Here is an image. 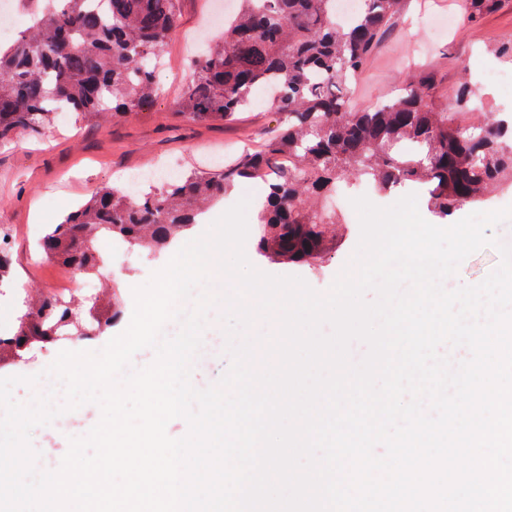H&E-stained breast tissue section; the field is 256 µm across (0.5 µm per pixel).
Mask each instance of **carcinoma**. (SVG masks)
<instances>
[{"mask_svg": "<svg viewBox=\"0 0 512 512\" xmlns=\"http://www.w3.org/2000/svg\"><path fill=\"white\" fill-rule=\"evenodd\" d=\"M21 2L32 23L0 47V143L44 135L62 112L86 123L137 115L161 94L155 72L179 0ZM405 7L362 0L342 24L336 0H241L224 36L193 62L180 109L196 122H228L267 88L277 127L215 170L192 168L137 194L97 188L44 235L45 256L89 274L104 264L97 242L106 237L161 253L224 193L262 173L258 254L316 268L336 249L329 225L339 216L326 201L342 184L365 182L380 194L420 187L442 220L512 187V120L480 111V94L467 83L439 103L433 82L412 75L403 96L351 107L349 83ZM122 317L116 300L73 311L40 293L16 332L0 336V363L20 359L35 341L98 336Z\"/></svg>", "mask_w": 512, "mask_h": 512, "instance_id": "carcinoma-1", "label": "carcinoma"}]
</instances>
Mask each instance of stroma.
Listing matches in <instances>:
<instances>
[{
  "label": "stroma",
  "instance_id": "stroma-1",
  "mask_svg": "<svg viewBox=\"0 0 512 512\" xmlns=\"http://www.w3.org/2000/svg\"><path fill=\"white\" fill-rule=\"evenodd\" d=\"M211 0H181L180 20L164 49V66L157 73L163 94L142 114L106 118L94 125H75L73 118L59 120L57 131L42 139L22 135L0 144V246L12 255V282L24 291H46L60 274L59 267L42 258L37 241L45 229L60 223L96 187L121 184L132 175L160 174L166 165H210L227 161L246 146H257L275 124V114L266 103H256L238 120L225 125L201 124L179 112L180 94L190 78L192 56L186 44L210 16ZM445 14L453 23L442 31L428 19ZM512 44V0H498L494 11L479 22H469L465 0H409L406 12L368 60L351 87L357 106L367 107L395 96L406 72L431 74L440 92L454 93L469 81L481 93L486 109L512 115V90L487 83L492 69L512 70V59L499 49ZM343 222L336 227V251L319 269L298 264H273L259 259L255 247L257 229H250L245 254L258 270L278 276L303 278L323 293L346 267L360 238L353 206L336 205ZM172 251L153 254L134 247L129 262L106 265L101 276H76L75 290L91 295L101 284L114 285L123 302V317L131 319L134 300L128 285L139 286L163 269ZM496 246H487L468 256L456 274L444 282L452 290L481 283L500 264ZM223 304L214 305L207 316L203 344L191 373L195 387L217 383L229 367L224 352ZM122 326L93 339L68 336L53 343H36L21 362L0 368V376H31L43 372L64 350H101L122 333ZM100 419V409L88 403L58 416L51 424L36 427L31 442L42 460L62 459L68 439L86 434Z\"/></svg>",
  "mask_w": 512,
  "mask_h": 512
}]
</instances>
